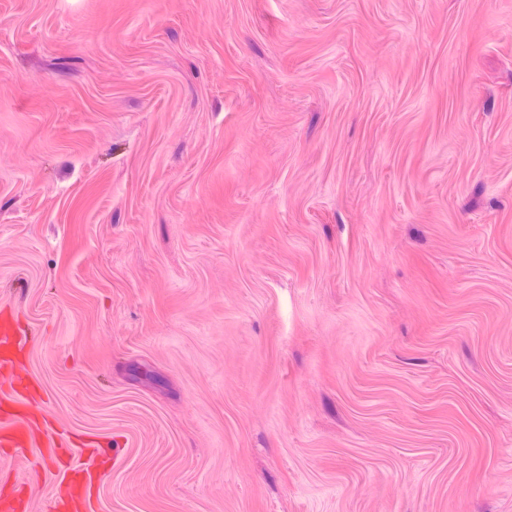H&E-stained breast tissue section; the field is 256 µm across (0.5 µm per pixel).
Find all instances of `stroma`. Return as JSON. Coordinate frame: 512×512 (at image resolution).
Returning a JSON list of instances; mask_svg holds the SVG:
<instances>
[{
	"mask_svg": "<svg viewBox=\"0 0 512 512\" xmlns=\"http://www.w3.org/2000/svg\"><path fill=\"white\" fill-rule=\"evenodd\" d=\"M0 310L101 512H512V0H0Z\"/></svg>",
	"mask_w": 512,
	"mask_h": 512,
	"instance_id": "1",
	"label": "stroma"
}]
</instances>
